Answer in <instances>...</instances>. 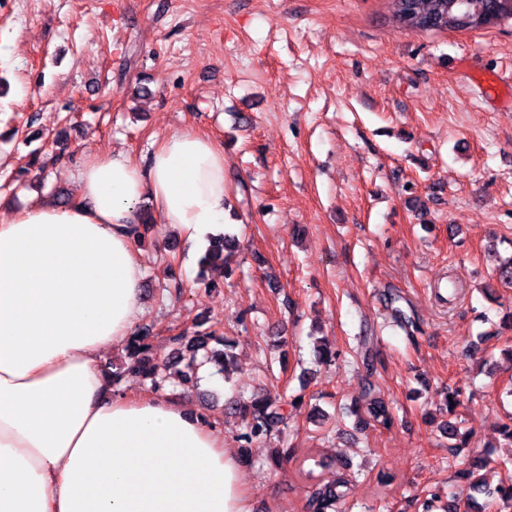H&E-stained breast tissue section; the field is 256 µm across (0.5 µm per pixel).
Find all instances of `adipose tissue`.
Masks as SVG:
<instances>
[{
    "mask_svg": "<svg viewBox=\"0 0 512 512\" xmlns=\"http://www.w3.org/2000/svg\"><path fill=\"white\" fill-rule=\"evenodd\" d=\"M77 183L0 218V512H250L215 425L99 365L143 312L141 205L191 241L223 223V149L176 131L144 167L85 154Z\"/></svg>",
    "mask_w": 512,
    "mask_h": 512,
    "instance_id": "adipose-tissue-1",
    "label": "adipose tissue"
}]
</instances>
